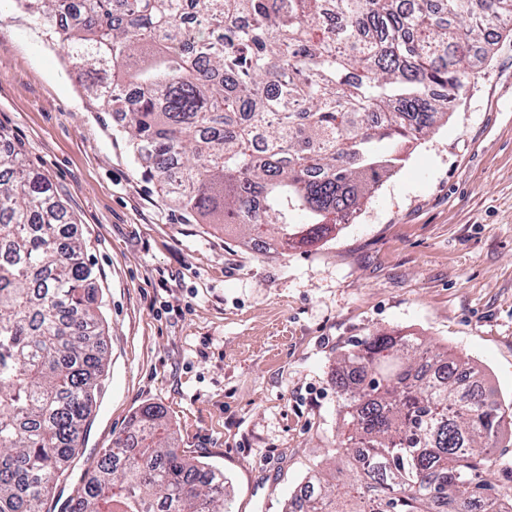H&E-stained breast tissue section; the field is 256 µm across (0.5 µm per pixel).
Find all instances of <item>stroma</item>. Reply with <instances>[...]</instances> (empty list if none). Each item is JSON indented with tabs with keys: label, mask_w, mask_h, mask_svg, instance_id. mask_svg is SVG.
<instances>
[{
	"label": "stroma",
	"mask_w": 512,
	"mask_h": 512,
	"mask_svg": "<svg viewBox=\"0 0 512 512\" xmlns=\"http://www.w3.org/2000/svg\"><path fill=\"white\" fill-rule=\"evenodd\" d=\"M122 124L39 20L0 0V126L65 202L103 302L95 415L49 512H69L145 404L223 472L224 512H285L340 465L336 361L377 332L463 357L512 413V36L352 221L308 246L262 250L184 213Z\"/></svg>",
	"instance_id": "35a3bbf8"
}]
</instances>
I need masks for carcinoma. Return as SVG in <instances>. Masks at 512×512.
I'll use <instances>...</instances> for the list:
<instances>
[{"label":"carcinoma","instance_id":"1","mask_svg":"<svg viewBox=\"0 0 512 512\" xmlns=\"http://www.w3.org/2000/svg\"><path fill=\"white\" fill-rule=\"evenodd\" d=\"M16 0L124 116L144 173L190 214L274 244H312L431 132L512 0ZM48 178L0 129V512H44L79 455L104 371L93 267ZM352 435L335 482L296 512H512L484 477L506 420L461 362L400 332L344 354ZM224 475L170 445L165 410L87 470L71 512H223Z\"/></svg>","mask_w":512,"mask_h":512}]
</instances>
